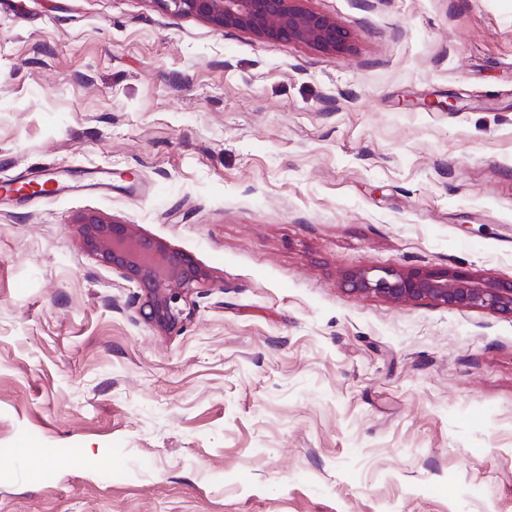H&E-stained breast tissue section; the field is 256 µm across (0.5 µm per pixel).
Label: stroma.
<instances>
[{"instance_id":"35a3bbf8","label":"stroma","mask_w":512,"mask_h":512,"mask_svg":"<svg viewBox=\"0 0 512 512\" xmlns=\"http://www.w3.org/2000/svg\"><path fill=\"white\" fill-rule=\"evenodd\" d=\"M302 6L349 47L0 0V181L77 184L0 200V512H512V318L341 285L512 279V0ZM86 213L205 272L175 330Z\"/></svg>"}]
</instances>
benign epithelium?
Instances as JSON below:
<instances>
[{
	"label": "benign epithelium",
	"instance_id": "obj_1",
	"mask_svg": "<svg viewBox=\"0 0 512 512\" xmlns=\"http://www.w3.org/2000/svg\"><path fill=\"white\" fill-rule=\"evenodd\" d=\"M171 12L203 20L222 31L249 32L263 40H286L321 51L344 49L349 34L329 16L298 0H162ZM79 229L86 247L119 268L146 292L143 317L170 330L182 319L189 296L206 274L184 255L138 234L136 225L84 214ZM343 287L396 303L432 301L451 309H486L512 318V280L477 276L461 268H360L345 273Z\"/></svg>",
	"mask_w": 512,
	"mask_h": 512
}]
</instances>
